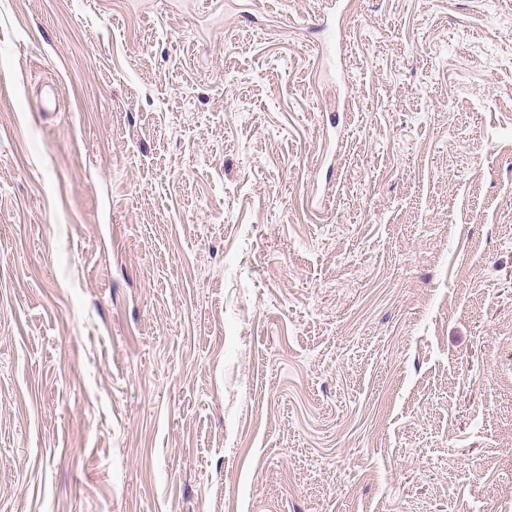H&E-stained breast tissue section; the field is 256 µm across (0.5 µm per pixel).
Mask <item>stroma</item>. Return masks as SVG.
<instances>
[{"label":"stroma","instance_id":"1","mask_svg":"<svg viewBox=\"0 0 512 512\" xmlns=\"http://www.w3.org/2000/svg\"><path fill=\"white\" fill-rule=\"evenodd\" d=\"M0 512H512V0H0Z\"/></svg>","mask_w":512,"mask_h":512}]
</instances>
